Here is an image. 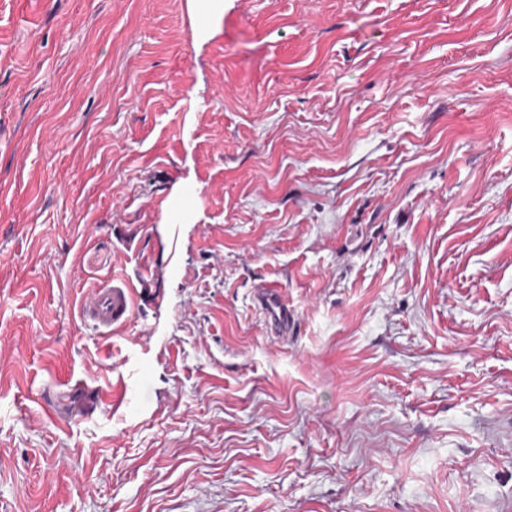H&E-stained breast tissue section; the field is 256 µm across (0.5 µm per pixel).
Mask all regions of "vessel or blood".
I'll return each mask as SVG.
<instances>
[{"instance_id":"vessel-or-blood-1","label":"vessel or blood","mask_w":512,"mask_h":512,"mask_svg":"<svg viewBox=\"0 0 512 512\" xmlns=\"http://www.w3.org/2000/svg\"><path fill=\"white\" fill-rule=\"evenodd\" d=\"M258 300L272 317L284 320L288 317V305L278 285L265 284L258 290ZM134 289L129 279L112 278L101 288L95 289L86 298L82 315L85 322L100 333L108 334L125 325L132 317Z\"/></svg>"}]
</instances>
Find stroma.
<instances>
[{
  "label": "stroma",
  "instance_id": "1",
  "mask_svg": "<svg viewBox=\"0 0 512 512\" xmlns=\"http://www.w3.org/2000/svg\"><path fill=\"white\" fill-rule=\"evenodd\" d=\"M0 512H512V0H0ZM193 9L196 12L198 21V31H203L209 27L215 16L223 10V0H190ZM134 309V288L129 279L113 277L101 288L95 289L86 298L83 320L101 334H110L112 329L125 325ZM258 300L273 318L288 320V304L284 301L279 286L276 284H265L258 289Z\"/></svg>",
  "mask_w": 512,
  "mask_h": 512
}]
</instances>
